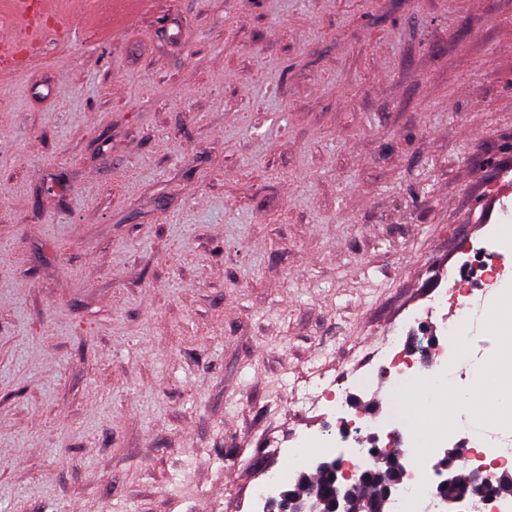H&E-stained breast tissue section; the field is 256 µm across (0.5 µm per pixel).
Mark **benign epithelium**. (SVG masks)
<instances>
[{"label":"benign epithelium","instance_id":"1","mask_svg":"<svg viewBox=\"0 0 512 512\" xmlns=\"http://www.w3.org/2000/svg\"><path fill=\"white\" fill-rule=\"evenodd\" d=\"M389 456L395 461V469L387 476L374 470L357 472L348 469L337 458L319 462L316 472L328 485L327 498H322L320 490L302 474L293 488L281 492L278 502L280 512H366L367 500L362 494L366 485L374 482L380 486L382 500L386 501L403 479L404 465L400 457L392 452ZM489 470L490 467L486 465L473 468L463 475L456 462L439 460L435 467L434 500L442 507L450 508V512H471L479 503L485 504L500 498V495L491 491V481L486 477ZM457 483L465 484L467 489L461 496L450 501L443 490Z\"/></svg>","mask_w":512,"mask_h":512}]
</instances>
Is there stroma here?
Instances as JSON below:
<instances>
[{
	"instance_id": "obj_1",
	"label": "stroma",
	"mask_w": 512,
	"mask_h": 512,
	"mask_svg": "<svg viewBox=\"0 0 512 512\" xmlns=\"http://www.w3.org/2000/svg\"><path fill=\"white\" fill-rule=\"evenodd\" d=\"M510 196L512 0H150L0 73V512H250ZM148 0H113L112 20L100 28L89 32L91 39L107 37L115 41L125 36L136 22L139 11ZM289 472L275 471L265 474L262 481L254 490L253 501L251 503V508L254 509L253 511L263 512L266 504L277 495L280 488L287 481Z\"/></svg>"
}]
</instances>
